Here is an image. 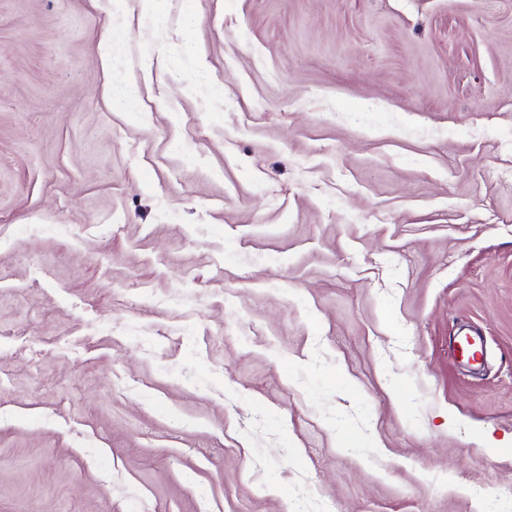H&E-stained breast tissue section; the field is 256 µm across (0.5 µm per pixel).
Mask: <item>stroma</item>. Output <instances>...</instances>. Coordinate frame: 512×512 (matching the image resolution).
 <instances>
[{
    "instance_id": "1",
    "label": "stroma",
    "mask_w": 512,
    "mask_h": 512,
    "mask_svg": "<svg viewBox=\"0 0 512 512\" xmlns=\"http://www.w3.org/2000/svg\"><path fill=\"white\" fill-rule=\"evenodd\" d=\"M1 330L0 512H512V0H0Z\"/></svg>"
}]
</instances>
